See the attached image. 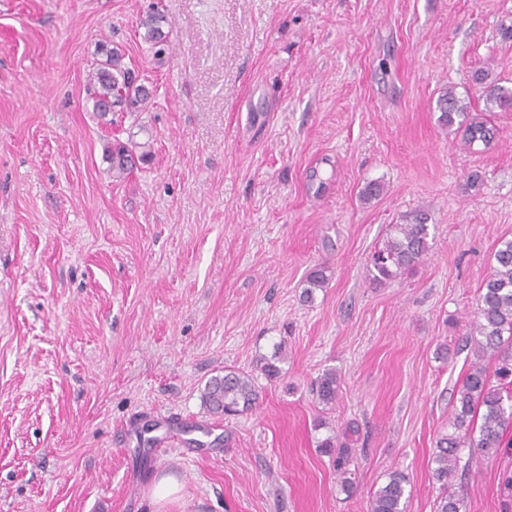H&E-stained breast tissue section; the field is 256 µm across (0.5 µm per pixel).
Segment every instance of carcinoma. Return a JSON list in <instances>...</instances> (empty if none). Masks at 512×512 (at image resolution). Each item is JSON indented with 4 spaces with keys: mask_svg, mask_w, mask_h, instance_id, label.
I'll return each mask as SVG.
<instances>
[{
    "mask_svg": "<svg viewBox=\"0 0 512 512\" xmlns=\"http://www.w3.org/2000/svg\"><path fill=\"white\" fill-rule=\"evenodd\" d=\"M166 16L158 10L146 13L138 27L144 30L143 40L154 49V56L165 53L170 31L164 30ZM102 58L88 70L86 76L87 101L92 111L103 118L113 112H139L149 102V89L138 82L134 70L125 62V54L118 47L103 48ZM488 111L497 108L512 111V87L490 84L483 90ZM471 102L459 98L452 88L441 92L436 101L441 125L457 127L468 147L475 144V134L486 132L496 136V129L484 121L469 117ZM112 174L121 177L138 165L151 160V151L136 152L134 145L119 139L105 149ZM431 225L428 214L421 212L404 224H390L382 246L372 255L368 269L370 281L386 286L404 274L415 270L430 250ZM492 275L484 283L477 302V318L473 323L467 344L476 360L471 362L461 386L453 395L449 420L453 432L436 442L433 458V478L440 484L441 497L436 512H467L464 497L448 491V484L462 479L468 465L461 464L460 453L468 449L472 458L491 460L498 457L508 443L504 432L512 425V240L501 242L494 254ZM329 281L327 268L314 270L307 280L305 300H312L313 289ZM495 360L493 373H488L485 358ZM497 378L492 382L491 378ZM339 375L334 369L325 370L315 382V393L321 403L333 405L339 396ZM260 392L253 376L235 369H224V375L209 380L202 399L208 410L228 419L252 410L259 401ZM482 411L479 429L471 428L477 411ZM321 453L334 457L336 471L343 475L341 486L353 490V481L347 477L354 449L345 447L329 436L320 441ZM407 476L394 471L384 485L370 496L369 512H404Z\"/></svg>",
    "mask_w": 512,
    "mask_h": 512,
    "instance_id": "cac0c4a2",
    "label": "carcinoma"
}]
</instances>
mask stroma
I'll use <instances>...</instances> for the list:
<instances>
[{
	"mask_svg": "<svg viewBox=\"0 0 512 512\" xmlns=\"http://www.w3.org/2000/svg\"><path fill=\"white\" fill-rule=\"evenodd\" d=\"M153 7L160 62L137 28ZM511 23L512 0H0V512H156L162 474L181 486L167 512H367L395 470L406 512H435L436 442L512 239V112L476 80L512 86ZM102 42L156 87L111 123L85 101ZM451 85L489 149L439 123ZM114 139L151 163L113 178ZM420 210L428 255L373 285L387 226ZM227 368L261 397L224 419L201 392ZM352 427L347 493L318 443ZM461 491L512 512V448ZM339 375L334 369L325 370L315 382V393L321 403L334 405L339 396Z\"/></svg>",
	"mask_w": 512,
	"mask_h": 512,
	"instance_id": "1",
	"label": "stroma"
}]
</instances>
